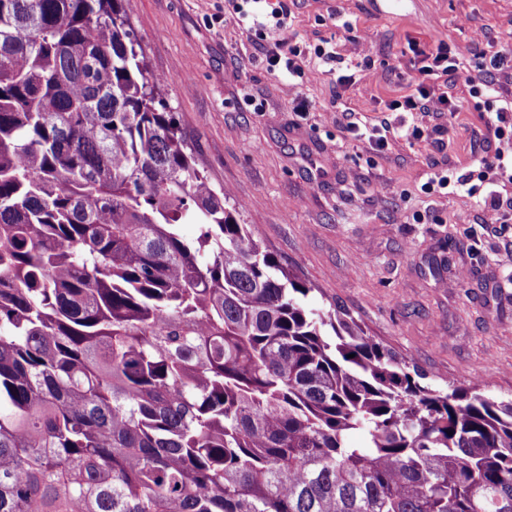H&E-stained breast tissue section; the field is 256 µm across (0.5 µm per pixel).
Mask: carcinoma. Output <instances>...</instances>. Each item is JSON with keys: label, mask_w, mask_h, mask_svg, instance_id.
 I'll return each mask as SVG.
<instances>
[{"label": "carcinoma", "mask_w": 512, "mask_h": 512, "mask_svg": "<svg viewBox=\"0 0 512 512\" xmlns=\"http://www.w3.org/2000/svg\"><path fill=\"white\" fill-rule=\"evenodd\" d=\"M124 2L0 0V512H512V399L305 306Z\"/></svg>", "instance_id": "1"}]
</instances>
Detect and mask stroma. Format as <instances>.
Returning <instances> with one entry per match:
<instances>
[{"instance_id": "1", "label": "stroma", "mask_w": 512, "mask_h": 512, "mask_svg": "<svg viewBox=\"0 0 512 512\" xmlns=\"http://www.w3.org/2000/svg\"><path fill=\"white\" fill-rule=\"evenodd\" d=\"M287 37L306 51L335 46L336 74L309 62L302 77L270 70L258 48L275 33L225 13L224 0H127L147 62L168 76V108L241 221L313 291V307L344 309L366 334L411 359L427 382H480L512 398V221L485 223L481 178L494 147L485 120L498 104L464 96L453 117L388 111L411 91L412 46L471 44L456 84L482 80L485 57L512 54V0H284ZM339 71V72H340ZM367 126L404 123L422 135L374 150ZM442 134H434L436 124ZM467 177L439 187L434 175Z\"/></svg>"}]
</instances>
